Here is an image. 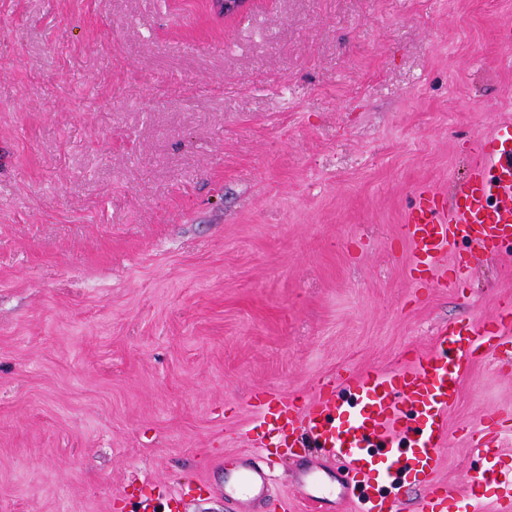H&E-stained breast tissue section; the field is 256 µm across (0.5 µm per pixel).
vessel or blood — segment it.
<instances>
[{
	"mask_svg": "<svg viewBox=\"0 0 512 512\" xmlns=\"http://www.w3.org/2000/svg\"><path fill=\"white\" fill-rule=\"evenodd\" d=\"M499 147L486 153L475 141L471 176L440 203L436 194L419 192L400 226L411 247V270L434 275L451 287L439 263L459 238L473 246V260H492L500 243L512 240V124L500 122L490 133ZM512 344V303L499 306L493 324L464 319L438 326L432 352L419 354L392 371L369 370L344 377L355 399L354 409L319 392L308 409L280 400L261 415L259 439L277 448L316 449L329 459L348 463L342 495L356 494L359 512H395L386 487L403 486L408 476L426 485L419 512H448V493L439 491L433 476L445 443V417L461 395L462 383L481 350ZM505 429H478L472 443L491 457L492 465L472 480V489L493 488L495 512H512V464L503 462L500 448ZM239 488L259 512L269 474L253 458L237 461Z\"/></svg>",
	"mask_w": 512,
	"mask_h": 512,
	"instance_id": "1",
	"label": "vessel or blood"
}]
</instances>
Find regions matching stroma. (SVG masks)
Listing matches in <instances>:
<instances>
[{
    "label": "stroma",
    "instance_id": "1",
    "mask_svg": "<svg viewBox=\"0 0 512 512\" xmlns=\"http://www.w3.org/2000/svg\"><path fill=\"white\" fill-rule=\"evenodd\" d=\"M512 0H0V512H245L228 456L269 401L389 371L512 299V242L453 290L409 276L422 190L512 121ZM512 415L483 355L436 479ZM267 512L313 468L277 453Z\"/></svg>",
    "mask_w": 512,
    "mask_h": 512
}]
</instances>
